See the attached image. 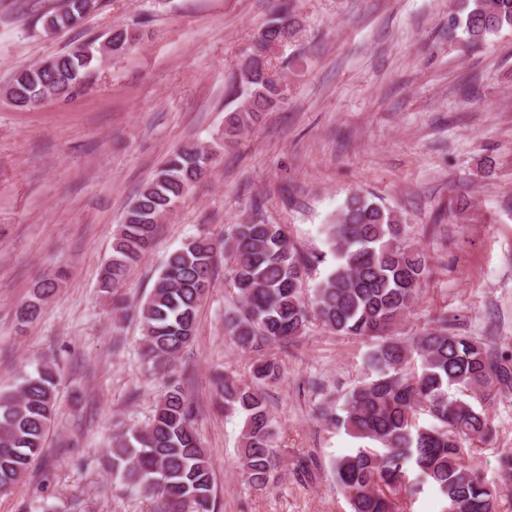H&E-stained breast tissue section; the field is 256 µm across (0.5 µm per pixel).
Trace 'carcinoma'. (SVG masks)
<instances>
[{
  "label": "carcinoma",
  "mask_w": 512,
  "mask_h": 512,
  "mask_svg": "<svg viewBox=\"0 0 512 512\" xmlns=\"http://www.w3.org/2000/svg\"><path fill=\"white\" fill-rule=\"evenodd\" d=\"M96 4L64 0L41 17L43 29L71 27ZM291 14V0H283L253 46L260 57L292 36ZM506 27L512 28V0H464L462 12L448 18V29L472 46ZM128 35L127 29L118 33L107 50L88 42L47 65L20 70L5 95L18 108L74 98L101 62L128 53ZM231 86L234 107L225 114L227 136L253 125L286 92L268 66L248 78L234 76ZM215 157L210 146L187 145L139 190L113 233L101 292H116L129 268L150 249L161 219L206 175ZM324 235L335 265L311 289L305 287V274L316 257L306 256L281 224H234L221 244L205 234L187 238L169 255L138 309L148 369L166 375L193 340L222 250L236 294V303L224 312L225 335L256 357L251 382L226 376L215 388L225 413L244 417L239 448L244 485L255 491L277 485L281 456L266 387L278 382L282 371L270 350L287 346L316 320L332 332L370 342L363 377L342 403L319 408L324 422L365 442L332 463L351 512H405L395 492L411 500L427 486L440 494L441 512H495L497 499L512 493V448L499 452L496 481L490 484L465 463L463 441L489 438L487 408L512 395V354L458 332L446 312L418 336L405 340L394 334L429 272L427 256L409 240L396 211L355 194L325 225ZM65 279L66 273L58 271L39 280L17 312L20 323L36 321ZM414 356L419 365L412 369ZM58 386L56 367L44 363L15 389L0 392V492L27 475L43 453L57 412ZM420 413L431 422L419 424ZM197 415L184 387L169 383L146 426L112 440L105 462L114 482L152 500L155 512H215L214 469L195 428Z\"/></svg>",
  "instance_id": "cac0c4a2"
}]
</instances>
